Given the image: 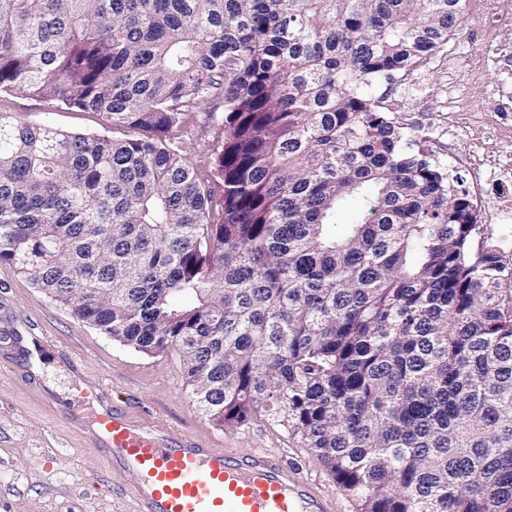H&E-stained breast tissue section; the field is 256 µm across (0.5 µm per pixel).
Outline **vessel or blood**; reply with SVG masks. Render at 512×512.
Instances as JSON below:
<instances>
[{
	"instance_id": "1",
	"label": "vessel or blood",
	"mask_w": 512,
	"mask_h": 512,
	"mask_svg": "<svg viewBox=\"0 0 512 512\" xmlns=\"http://www.w3.org/2000/svg\"><path fill=\"white\" fill-rule=\"evenodd\" d=\"M138 512H336V497L285 455L211 448L113 404L93 430Z\"/></svg>"
}]
</instances>
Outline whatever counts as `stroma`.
Listing matches in <instances>:
<instances>
[{"label": "stroma", "mask_w": 512, "mask_h": 512, "mask_svg": "<svg viewBox=\"0 0 512 512\" xmlns=\"http://www.w3.org/2000/svg\"><path fill=\"white\" fill-rule=\"evenodd\" d=\"M512 21V0H469L462 24L428 77L436 94L399 89L408 135L428 149L449 176L487 199L496 182L476 183L464 157L479 145L486 160L512 153V140L495 135L503 120L499 68L484 55L497 23ZM452 89L461 115L449 124L444 89ZM0 112L20 114L74 133H111L102 113L60 110L25 93H1ZM223 97H215L184 130L183 153L213 198L222 195L214 151L224 133ZM114 403L216 448L281 452L329 491L337 485L315 452L300 447L282 426L255 415L221 427L193 404L177 356L128 349L55 304L14 265L0 261V512H137L136 497L112 471L111 459L70 412H97L95 392Z\"/></svg>", "instance_id": "1"}]
</instances>
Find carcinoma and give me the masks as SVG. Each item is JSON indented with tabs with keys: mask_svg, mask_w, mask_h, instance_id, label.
Masks as SVG:
<instances>
[{
	"mask_svg": "<svg viewBox=\"0 0 512 512\" xmlns=\"http://www.w3.org/2000/svg\"><path fill=\"white\" fill-rule=\"evenodd\" d=\"M467 0H0V261L120 345L264 414L358 512H512V258L388 91ZM224 97L221 218L180 145ZM366 206L342 236L336 212ZM0 112L20 114L27 121L48 122L55 127L74 133L101 134L112 138V126L100 112L78 109L60 110L55 105L25 93H1Z\"/></svg>",
	"mask_w": 512,
	"mask_h": 512,
	"instance_id": "1",
	"label": "carcinoma"
}]
</instances>
